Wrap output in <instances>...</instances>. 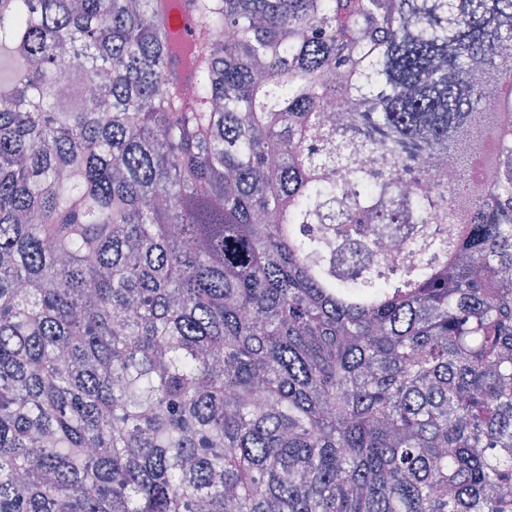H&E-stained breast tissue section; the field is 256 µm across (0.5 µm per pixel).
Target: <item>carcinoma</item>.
I'll return each instance as SVG.
<instances>
[{
  "label": "carcinoma",
  "mask_w": 512,
  "mask_h": 512,
  "mask_svg": "<svg viewBox=\"0 0 512 512\" xmlns=\"http://www.w3.org/2000/svg\"><path fill=\"white\" fill-rule=\"evenodd\" d=\"M186 5L0 0V512H512V0ZM174 41L177 49L173 55L172 70L181 81H193V68L187 51L192 46L198 32V19L183 4L168 11Z\"/></svg>",
  "instance_id": "obj_1"
}]
</instances>
